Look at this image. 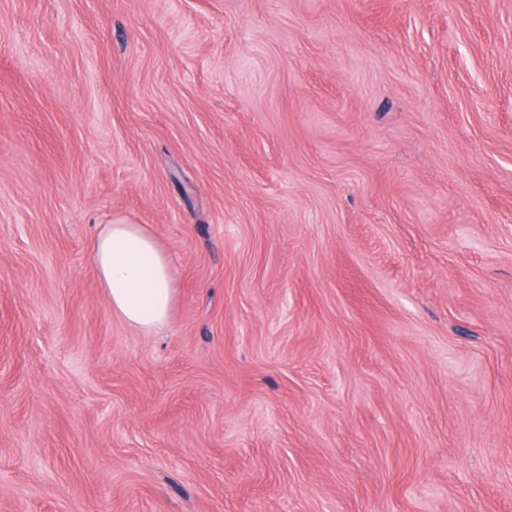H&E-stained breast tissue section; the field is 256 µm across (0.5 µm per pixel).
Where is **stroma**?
I'll return each instance as SVG.
<instances>
[{
  "instance_id": "1",
  "label": "stroma",
  "mask_w": 512,
  "mask_h": 512,
  "mask_svg": "<svg viewBox=\"0 0 512 512\" xmlns=\"http://www.w3.org/2000/svg\"><path fill=\"white\" fill-rule=\"evenodd\" d=\"M0 512H512V0H0ZM94 272L112 314L142 332L169 322L177 267L145 224H102L91 246Z\"/></svg>"
}]
</instances>
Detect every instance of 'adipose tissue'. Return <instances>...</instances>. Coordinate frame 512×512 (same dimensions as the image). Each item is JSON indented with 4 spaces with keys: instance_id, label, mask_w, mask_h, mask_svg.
Instances as JSON below:
<instances>
[{
    "instance_id": "adipose-tissue-1",
    "label": "adipose tissue",
    "mask_w": 512,
    "mask_h": 512,
    "mask_svg": "<svg viewBox=\"0 0 512 512\" xmlns=\"http://www.w3.org/2000/svg\"><path fill=\"white\" fill-rule=\"evenodd\" d=\"M91 260L107 304L122 322L146 333L167 325L177 267L147 225L122 219L102 225Z\"/></svg>"
}]
</instances>
